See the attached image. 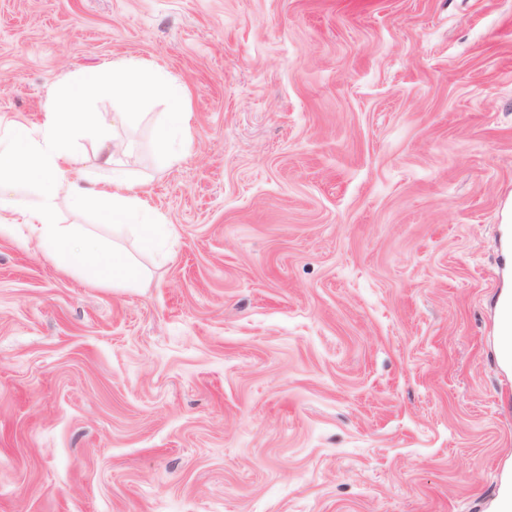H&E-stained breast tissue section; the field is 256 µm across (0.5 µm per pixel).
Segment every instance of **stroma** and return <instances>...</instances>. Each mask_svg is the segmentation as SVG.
I'll list each match as a JSON object with an SVG mask.
<instances>
[{
    "mask_svg": "<svg viewBox=\"0 0 512 512\" xmlns=\"http://www.w3.org/2000/svg\"><path fill=\"white\" fill-rule=\"evenodd\" d=\"M190 93L118 158L174 227L143 276L0 237V512H498L512 0H0V115L102 62Z\"/></svg>",
    "mask_w": 512,
    "mask_h": 512,
    "instance_id": "1",
    "label": "stroma"
}]
</instances>
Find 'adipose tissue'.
<instances>
[{"instance_id": "obj_1", "label": "adipose tissue", "mask_w": 512, "mask_h": 512, "mask_svg": "<svg viewBox=\"0 0 512 512\" xmlns=\"http://www.w3.org/2000/svg\"><path fill=\"white\" fill-rule=\"evenodd\" d=\"M103 78L132 105L147 91L166 98L171 111L155 131L154 147L169 161L179 160L178 147L190 139L192 117L183 85L167 79L155 64L131 59L113 62L100 75L83 77L79 86L59 87L37 129L0 117V235L24 225L46 257L74 272L111 281L113 287L128 288L136 280L137 270L123 251L97 236L82 234L75 225L54 220L63 207L73 211L95 208L105 223L124 227L149 245L172 232L171 225L147 197L135 192L126 172L118 167L116 157L124 145L111 139L90 106L92 93ZM84 134L99 141L100 165L109 171L105 179H90L82 167L74 145ZM31 181L40 186L37 200L18 204L14 199L17 186Z\"/></svg>"}]
</instances>
